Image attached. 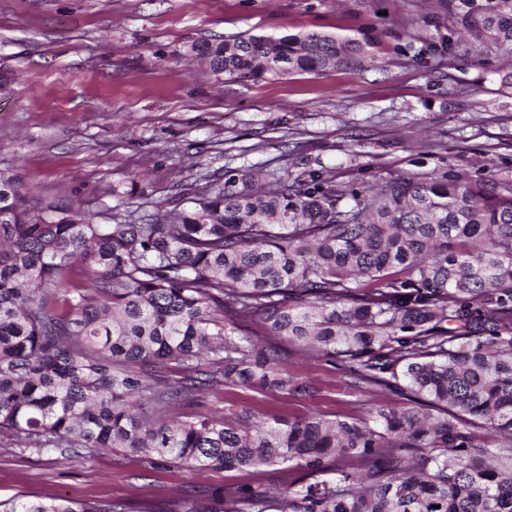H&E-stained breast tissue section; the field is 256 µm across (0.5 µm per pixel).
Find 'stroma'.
<instances>
[{"mask_svg": "<svg viewBox=\"0 0 512 512\" xmlns=\"http://www.w3.org/2000/svg\"><path fill=\"white\" fill-rule=\"evenodd\" d=\"M435 0H0V171L17 175L28 205L78 206L104 222L110 188L144 175L155 199L207 172L333 170L370 186L406 172L452 169L512 182V64L462 45L437 68L413 61L435 27H409ZM375 34L382 49L349 69L232 81L190 60L192 42L243 33ZM314 400L226 389V417L266 420L314 409L361 416L373 396L342 367L289 353ZM248 469L155 468L106 448L84 457L20 448L0 434V502L58 497L129 499L163 508L249 484Z\"/></svg>", "mask_w": 512, "mask_h": 512, "instance_id": "1", "label": "stroma"}]
</instances>
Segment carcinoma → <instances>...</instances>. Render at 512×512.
Here are the masks:
<instances>
[{
    "label": "carcinoma",
    "instance_id": "1",
    "mask_svg": "<svg viewBox=\"0 0 512 512\" xmlns=\"http://www.w3.org/2000/svg\"><path fill=\"white\" fill-rule=\"evenodd\" d=\"M448 34L512 57V0H437ZM381 40L322 32L194 42L234 80L371 59ZM95 224L27 206L0 172V432L29 448L122 449L152 466L292 465L272 492L226 484L169 512H512V184L406 173L367 190L323 170H216L157 201L133 175ZM256 324L394 395L365 417L205 411L224 388L313 390ZM175 365L179 377L170 375ZM0 512H134L126 500Z\"/></svg>",
    "mask_w": 512,
    "mask_h": 512
}]
</instances>
